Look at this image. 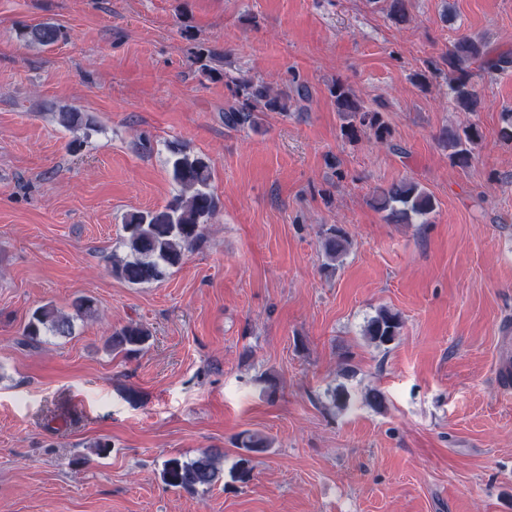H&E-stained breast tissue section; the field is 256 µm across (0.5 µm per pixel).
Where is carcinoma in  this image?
Masks as SVG:
<instances>
[{"mask_svg": "<svg viewBox=\"0 0 512 512\" xmlns=\"http://www.w3.org/2000/svg\"><path fill=\"white\" fill-rule=\"evenodd\" d=\"M388 13L397 23L409 21L407 0H387ZM23 40L41 46L55 44L61 37V29L50 23L25 28L20 32ZM480 65L489 77H494L512 68V52L493 53L487 41L462 36L456 39L448 51L438 59L429 62L428 70L438 73L441 67H448V96L463 112H478L483 101L474 89L472 66ZM246 98L241 108L224 112V125L238 127L254 123L257 109L270 112L288 111V96L273 95L266 86L255 87L248 81L240 82ZM336 111L345 115L346 123L342 132L350 140L371 131L379 141L385 139L386 126L381 112L362 105L350 88L336 81L330 90ZM57 122L65 128L85 131V137L98 132L96 119L86 113L62 110L56 114ZM482 140V131L476 123L463 128L447 129L442 133L443 147L454 165L468 168L474 160V148ZM169 175L180 188L164 207L160 209L133 212L124 216V255H112L111 274L128 284L138 285L163 280L170 269L181 265L187 253L203 238L204 224L214 215L219 206L218 197L210 188L211 167L202 156L191 154L179 146L171 149ZM376 208L387 213V217L398 223H409L412 217L431 214L436 202L419 183L404 179L383 188L373 197ZM351 240L340 227L331 225L323 231L321 247L329 265L333 266L349 250ZM72 313L58 309L47 302L38 306L24 327L23 335L32 339L49 333L66 337L73 333L74 321L90 319L96 313L95 300L80 296L71 304ZM403 319L400 313L387 308L378 310L363 329L365 338L377 346H387L400 334ZM151 338L150 331L140 324L130 323L112 332L107 347L118 353L134 355L146 349ZM241 450L234 466L238 481L250 480L255 459L266 454L271 447L268 436L246 430L237 437ZM220 453L207 451L197 458L183 461L171 458L164 464L161 473L163 482L173 488L194 494L207 490L222 479L219 467Z\"/></svg>", "mask_w": 512, "mask_h": 512, "instance_id": "carcinoma-1", "label": "carcinoma"}]
</instances>
